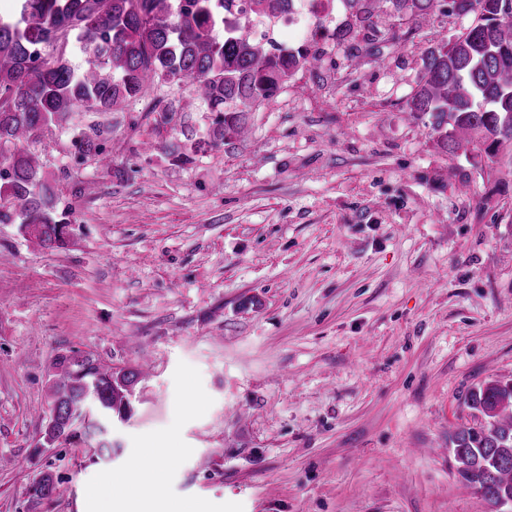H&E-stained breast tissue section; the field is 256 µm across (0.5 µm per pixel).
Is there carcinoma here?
I'll use <instances>...</instances> for the list:
<instances>
[{
  "label": "carcinoma",
  "mask_w": 512,
  "mask_h": 512,
  "mask_svg": "<svg viewBox=\"0 0 512 512\" xmlns=\"http://www.w3.org/2000/svg\"><path fill=\"white\" fill-rule=\"evenodd\" d=\"M225 0H18L17 13L0 15V224H15L45 248L66 245L72 210L43 174L31 146L79 108L112 112L139 100L155 81L189 82L190 100L155 110L156 127L180 128L194 153L219 149L249 132L251 113L272 101L300 70L314 65L308 50L276 52L224 24ZM441 0H346L354 23L337 32L343 41L384 14L421 23ZM509 0H453L458 14L479 9L477 24L422 57V75L406 101L427 115L438 146L456 153L469 145L492 155L512 144V11ZM253 11L277 16L292 0H251ZM83 43L86 63L74 65L56 44ZM200 104L212 115L200 135L189 124ZM107 128L74 135L82 155L100 156ZM174 164L193 160L184 145L162 147ZM143 370L112 367L91 354H61L49 374L56 415L44 438L54 443L92 440L102 454L114 450L112 428L125 423L123 404ZM474 423L448 439L457 474L486 502L512 498V380L484 382L466 395ZM36 502L57 495L49 476L34 481Z\"/></svg>",
  "instance_id": "cac0c4a2"
}]
</instances>
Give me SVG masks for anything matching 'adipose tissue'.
I'll list each match as a JSON object with an SVG mask.
<instances>
[{"label": "adipose tissue", "instance_id": "obj_1", "mask_svg": "<svg viewBox=\"0 0 512 512\" xmlns=\"http://www.w3.org/2000/svg\"><path fill=\"white\" fill-rule=\"evenodd\" d=\"M185 453V448L174 442L147 440L122 467L104 470L94 483L86 485L83 499L90 504V512H212L206 500H172L155 492L169 476L157 467V460L168 457L178 461Z\"/></svg>", "mask_w": 512, "mask_h": 512}]
</instances>
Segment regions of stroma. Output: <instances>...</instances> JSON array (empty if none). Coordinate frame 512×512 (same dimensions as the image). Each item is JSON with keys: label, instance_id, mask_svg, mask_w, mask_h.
I'll return each mask as SVG.
<instances>
[{"label": "stroma", "instance_id": "35a3bbf8", "mask_svg": "<svg viewBox=\"0 0 512 512\" xmlns=\"http://www.w3.org/2000/svg\"><path fill=\"white\" fill-rule=\"evenodd\" d=\"M334 2L316 29L278 36L317 65L191 163L161 154L180 134L152 114L186 85L46 132L44 170L75 221L57 250L0 224V512H85L83 485L151 437L188 450L167 496L216 512H487L448 435L471 388L512 377V146L443 152L405 108L425 51L478 15L442 0L351 47ZM94 123L105 166L68 134ZM72 350L153 359L112 455L42 445L48 368ZM45 473L67 497L31 502Z\"/></svg>", "mask_w": 512, "mask_h": 512}]
</instances>
